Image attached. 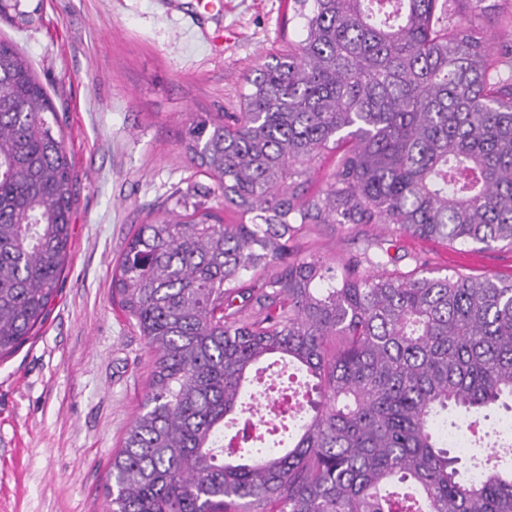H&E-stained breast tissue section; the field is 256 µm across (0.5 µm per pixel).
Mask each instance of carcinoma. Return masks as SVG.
<instances>
[{
	"label": "carcinoma",
	"mask_w": 512,
	"mask_h": 512,
	"mask_svg": "<svg viewBox=\"0 0 512 512\" xmlns=\"http://www.w3.org/2000/svg\"><path fill=\"white\" fill-rule=\"evenodd\" d=\"M455 2L294 0L299 50L247 78L241 111L192 119L186 154L251 223L166 212L128 238L113 294L153 359L107 512H512V459L467 480L442 433L512 397V277L440 276L422 254L391 269L386 239L338 269L295 247L312 224H391L512 251V74ZM57 124L0 39L1 359L44 324L69 258ZM264 361L306 373L304 392L246 393ZM270 390L313 414L288 451L247 457ZM336 166V151L325 152L322 156H320L316 161H314L311 165L310 172V183L308 187L310 188V193L319 189L322 184L327 180V178L332 175L334 168Z\"/></svg>",
	"instance_id": "carcinoma-1"
}]
</instances>
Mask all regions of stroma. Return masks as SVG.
I'll return each mask as SVG.
<instances>
[{"label": "stroma", "instance_id": "stroma-1", "mask_svg": "<svg viewBox=\"0 0 512 512\" xmlns=\"http://www.w3.org/2000/svg\"><path fill=\"white\" fill-rule=\"evenodd\" d=\"M293 0H0L15 42L57 108L74 173L71 255L47 322L0 360V512H105V485L147 391L152 353L112 298L130 232L166 211L225 210L180 144L195 115L236 112L245 77L298 45ZM458 11L498 47L512 0ZM391 241L405 267L512 276V253L472 252L383 224H320L302 254L337 265Z\"/></svg>", "mask_w": 512, "mask_h": 512}]
</instances>
